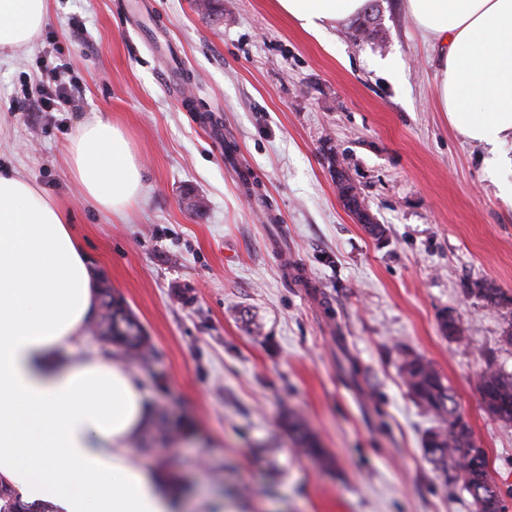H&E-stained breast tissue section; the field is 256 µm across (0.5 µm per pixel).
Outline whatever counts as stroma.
<instances>
[{
  "label": "stroma",
  "mask_w": 512,
  "mask_h": 512,
  "mask_svg": "<svg viewBox=\"0 0 512 512\" xmlns=\"http://www.w3.org/2000/svg\"><path fill=\"white\" fill-rule=\"evenodd\" d=\"M51 0L31 52L0 65V167L70 211L98 287L143 326L154 356L128 361L153 407L136 448L190 500L228 512H475L428 461L435 422L403 382L406 355L456 396L512 512V423L485 412L478 375H512V204L437 101L440 63L405 8L377 0L384 44L324 39L273 0ZM56 67L66 112L17 111ZM122 127L143 168L124 215L79 198L62 145L92 113ZM345 170L385 233L344 208ZM452 317L460 340L448 339ZM361 373L348 383L336 357ZM303 418L331 458L300 454L279 427Z\"/></svg>",
  "instance_id": "stroma-1"
}]
</instances>
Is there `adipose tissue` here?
<instances>
[{"mask_svg": "<svg viewBox=\"0 0 512 512\" xmlns=\"http://www.w3.org/2000/svg\"><path fill=\"white\" fill-rule=\"evenodd\" d=\"M441 63L437 96L465 140L487 144L485 170L512 204V0H405ZM370 0H276L313 35ZM49 0H0V59L32 49ZM66 163L107 214L139 201L143 170L126 133L99 115L70 135ZM97 305L84 247L62 204L0 169V478L55 512H182L134 453L151 408L122 363L93 353L65 362Z\"/></svg>", "mask_w": 512, "mask_h": 512, "instance_id": "adipose-tissue-1", "label": "adipose tissue"}]
</instances>
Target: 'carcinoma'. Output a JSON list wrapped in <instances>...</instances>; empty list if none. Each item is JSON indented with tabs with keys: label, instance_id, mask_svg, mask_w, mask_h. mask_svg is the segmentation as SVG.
Instances as JSON below:
<instances>
[{
	"label": "carcinoma",
	"instance_id": "1",
	"mask_svg": "<svg viewBox=\"0 0 512 512\" xmlns=\"http://www.w3.org/2000/svg\"><path fill=\"white\" fill-rule=\"evenodd\" d=\"M376 6H371L353 25L354 39L379 40L381 30L370 25L377 19ZM473 291L493 306L512 304V297L501 289L488 283H477ZM100 320L97 322L101 338L108 344L118 347L130 359L146 363L152 357V347L144 332L130 313L114 303L110 289L101 291ZM401 375L409 394L414 401L431 413L438 426L428 432L424 440V451L430 460L448 471V482L462 490L476 482L492 481L488 458L479 462L469 459L467 449L475 444L471 428L464 421L450 387L431 366L419 356L404 359ZM478 386L484 407L499 420L512 422V375L487 364L478 375ZM282 425L288 429L297 442L299 449L322 462L328 458L303 419L288 414L283 417ZM0 512H54L48 502L25 503L18 493L0 480Z\"/></svg>",
	"mask_w": 512,
	"mask_h": 512
}]
</instances>
